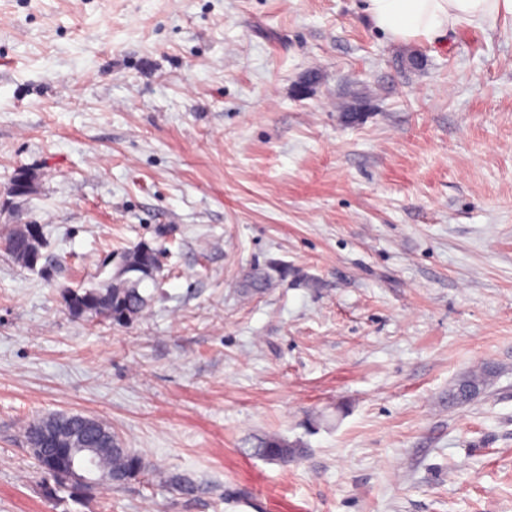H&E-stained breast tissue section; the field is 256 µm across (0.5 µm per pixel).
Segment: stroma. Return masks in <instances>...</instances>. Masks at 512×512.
<instances>
[{
    "instance_id": "35a3bbf8",
    "label": "stroma",
    "mask_w": 512,
    "mask_h": 512,
    "mask_svg": "<svg viewBox=\"0 0 512 512\" xmlns=\"http://www.w3.org/2000/svg\"><path fill=\"white\" fill-rule=\"evenodd\" d=\"M2 16L0 190L37 188L0 237L42 225L56 267L0 251V512H512V18L431 44L363 0ZM137 243L144 315L73 316ZM59 412L148 471L59 489L24 438ZM272 433L291 462L252 454Z\"/></svg>"
}]
</instances>
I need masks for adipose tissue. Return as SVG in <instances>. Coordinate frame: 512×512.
I'll return each mask as SVG.
<instances>
[{
  "instance_id": "1",
  "label": "adipose tissue",
  "mask_w": 512,
  "mask_h": 512,
  "mask_svg": "<svg viewBox=\"0 0 512 512\" xmlns=\"http://www.w3.org/2000/svg\"><path fill=\"white\" fill-rule=\"evenodd\" d=\"M375 26L398 41L434 42L463 23L512 17V0H363Z\"/></svg>"
}]
</instances>
